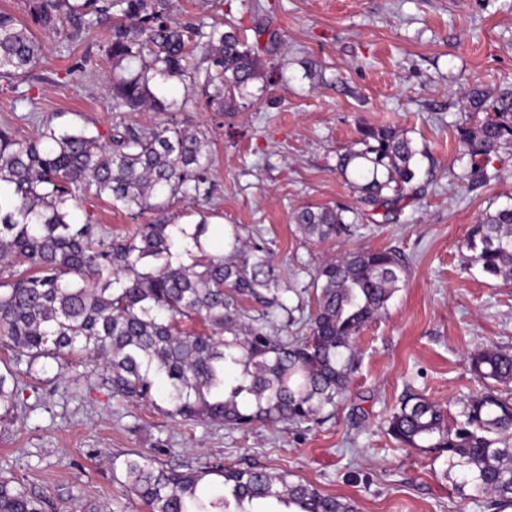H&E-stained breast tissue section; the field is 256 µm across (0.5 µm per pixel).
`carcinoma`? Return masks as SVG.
Instances as JSON below:
<instances>
[{
    "label": "carcinoma",
    "mask_w": 512,
    "mask_h": 512,
    "mask_svg": "<svg viewBox=\"0 0 512 512\" xmlns=\"http://www.w3.org/2000/svg\"><path fill=\"white\" fill-rule=\"evenodd\" d=\"M171 0H32V24L0 10V79L27 80L43 52L31 25L47 28L63 16L74 37L110 23L114 115L106 137L45 124L28 140L0 130V259L24 267L0 283V347L32 369L52 359L61 370L86 358L102 370L112 397L152 399L164 388L177 422L210 421L247 430L257 423L316 422L336 406L354 370L353 340L387 309L405 267L386 250H349L326 261L313 278L315 310L309 335L274 329L293 321L291 288L252 228L224 231L222 254L200 250L188 265L175 262L186 231L169 211L174 201L208 198L213 189L207 135L176 121L202 90L220 112L252 96L250 84L269 62L252 49L244 30L201 14L188 24L170 18ZM184 86L167 99L172 80ZM166 118L145 127L136 112ZM360 149L340 154L336 170L353 174L358 202L371 214L399 210L417 196V150L392 128L360 131ZM464 176L489 181V156L512 145V93L494 101L479 125L460 129ZM109 199L116 210L157 218L132 234L105 241L91 218L72 220L85 197ZM300 233L325 242L350 230L341 212L305 207L294 216ZM472 258L490 277L512 279V204L485 212L466 239ZM253 301L263 311L243 307ZM184 319L202 331L187 334ZM480 381L512 383V352L481 349L469 357ZM18 397L11 370L0 372V408ZM402 448H428L441 460L454 489L487 498L495 512L512 508V399L489 388L463 403L453 421L434 403L409 393L385 420ZM222 478L211 484L210 476ZM112 480L148 512H357L349 500L290 482L265 467H164L143 452L112 458ZM44 497L0 476V512H44Z\"/></svg>",
    "instance_id": "cac0c4a2"
}]
</instances>
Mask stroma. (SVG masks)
Here are the masks:
<instances>
[{
    "label": "stroma",
    "mask_w": 512,
    "mask_h": 512,
    "mask_svg": "<svg viewBox=\"0 0 512 512\" xmlns=\"http://www.w3.org/2000/svg\"><path fill=\"white\" fill-rule=\"evenodd\" d=\"M214 21H241L251 43L276 67L254 81L260 100L223 114L195 94L182 126L206 130L213 157L210 198L175 203L179 223L245 224L257 229L293 292L289 305H312L317 265L346 249L390 250L406 275L384 314L355 340L356 370L330 415L315 423L184 425L152 401L119 402L89 362L60 371L43 359L19 376L17 404L0 410V473L44 497L45 512H74L78 500L143 504L112 481L113 455L149 453L167 466L260 465L321 493L353 501L357 512H491L460 495L424 448H400L384 431L403 395L419 394L457 414L483 386L469 356L512 351V279L486 277L465 245L470 227L512 198V147L491 156V181L469 186L458 160L459 127L485 120L512 90V0H172L188 23L200 10ZM108 25L76 41L50 37L28 81L0 80V128L18 138L41 124L109 134L111 93L102 52ZM489 100L473 110L467 96ZM388 126L418 151L417 199L349 235L318 243L293 222L300 208L354 209L357 194L336 169L361 128ZM97 222L107 238L135 223L108 199L87 196L75 222Z\"/></svg>",
    "instance_id": "35a3bbf8"
}]
</instances>
